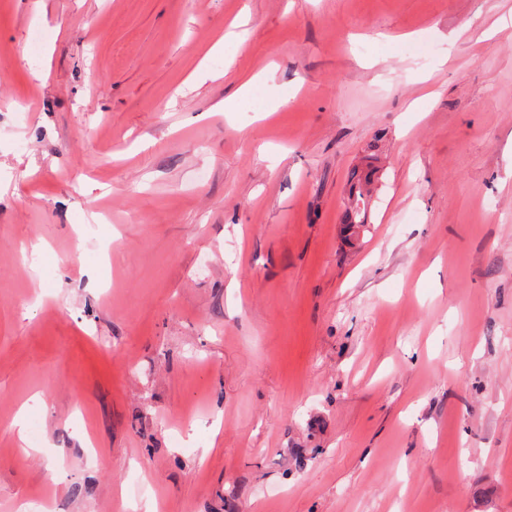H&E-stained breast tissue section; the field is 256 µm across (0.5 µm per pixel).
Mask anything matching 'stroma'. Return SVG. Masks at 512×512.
Here are the masks:
<instances>
[{
    "label": "stroma",
    "instance_id": "35a3bbf8",
    "mask_svg": "<svg viewBox=\"0 0 512 512\" xmlns=\"http://www.w3.org/2000/svg\"><path fill=\"white\" fill-rule=\"evenodd\" d=\"M153 506L512 512V0H0V512ZM375 169H368L365 172L354 171L352 177V185L350 188L349 195L352 196L351 200H354V205L348 208L344 215L345 232L349 236H355V227L363 226L359 224H365V205L367 202L363 199L364 192L369 194L368 185L372 184L376 175ZM362 203V206L359 203Z\"/></svg>",
    "mask_w": 512,
    "mask_h": 512
}]
</instances>
